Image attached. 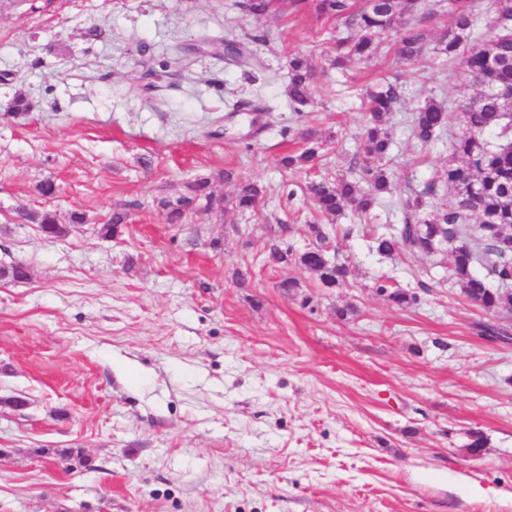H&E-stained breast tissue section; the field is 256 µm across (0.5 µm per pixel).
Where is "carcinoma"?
Listing matches in <instances>:
<instances>
[{
	"label": "carcinoma",
	"mask_w": 512,
	"mask_h": 512,
	"mask_svg": "<svg viewBox=\"0 0 512 512\" xmlns=\"http://www.w3.org/2000/svg\"><path fill=\"white\" fill-rule=\"evenodd\" d=\"M295 12L314 9L319 18H329L343 28L346 36L336 41L329 65L344 68L373 58L384 38L395 37L398 59L416 60L431 41L428 22L435 15L429 0H241L240 9L260 19L286 9ZM452 21L437 37V50L453 63L463 61L475 96L463 100L458 112L428 98L412 113V132L418 145H431L448 133L454 118L461 135L450 141L448 167L421 190L410 189L396 200L401 223L374 229L372 249L382 256L446 254L449 270L456 276L461 291L481 300L492 311L512 310V0H496L495 14L486 18L474 0H448ZM495 34L482 40V26ZM317 69L308 57L295 55L288 60L287 96L300 111L311 99ZM368 112L364 114L360 150L347 170H336L308 181L305 190L316 214L339 217L349 211L367 223L383 195L393 194L392 174L381 162L390 158L393 140L387 125L401 99L396 82L377 84L367 89ZM305 147L281 159L283 170L309 171L320 157L322 141L311 131L301 132ZM224 180L236 183L231 197H220L211 190L210 180L197 179L185 185L187 194L159 204L169 210L170 223L185 214L203 211L220 220L227 209L255 211L267 194L256 181L242 180L224 171ZM451 191L454 202L430 214L429 200L439 189ZM24 219L55 238L65 232L48 212H25ZM314 248L296 252L288 244H273L268 258L273 265L298 262L316 274L325 288H340L346 283L349 268L327 260L319 247L330 242L336 227L311 225ZM28 278L27 265L13 262L0 266V279L20 281ZM498 283L493 289L489 281ZM376 292L400 308L418 303V296L389 281H379Z\"/></svg>",
	"instance_id": "obj_1"
}]
</instances>
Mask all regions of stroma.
Listing matches in <instances>:
<instances>
[{
  "instance_id": "1",
  "label": "stroma",
  "mask_w": 512,
  "mask_h": 512,
  "mask_svg": "<svg viewBox=\"0 0 512 512\" xmlns=\"http://www.w3.org/2000/svg\"><path fill=\"white\" fill-rule=\"evenodd\" d=\"M237 3L0 0V265L30 273L0 282V512H512V341L478 331L512 313L470 303L443 255H378L362 227L337 242L343 287L266 263L271 241L310 242L305 177L279 166L297 131L333 169L357 153L365 87L399 81L394 192L423 187L459 126L423 150L411 112L428 97L456 111L474 92L463 65L387 45L337 71L334 23ZM229 40L256 65L224 64ZM298 53L320 72L299 113ZM19 95L31 111H13ZM243 99L267 113L234 111ZM228 170L266 186L255 214L169 223L161 197L198 177L231 195ZM117 207L122 233L102 237ZM25 208L65 234L44 238ZM382 278L418 303L394 306Z\"/></svg>"
}]
</instances>
